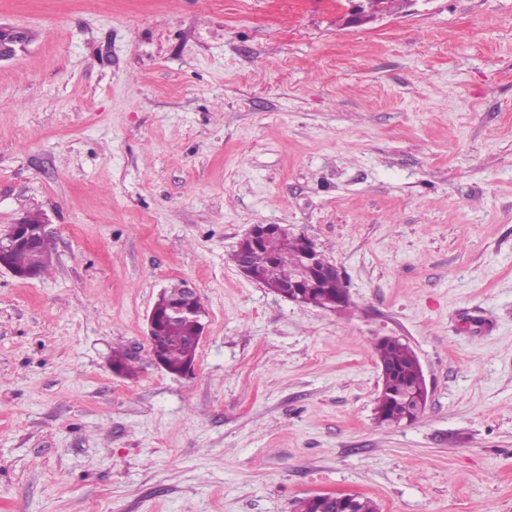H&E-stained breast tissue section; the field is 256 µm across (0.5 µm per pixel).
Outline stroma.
Instances as JSON below:
<instances>
[{"label": "stroma", "mask_w": 512, "mask_h": 512, "mask_svg": "<svg viewBox=\"0 0 512 512\" xmlns=\"http://www.w3.org/2000/svg\"><path fill=\"white\" fill-rule=\"evenodd\" d=\"M0 512H512V0H0ZM309 237L351 306L305 307L231 255ZM206 311L193 372L149 354L160 291ZM428 400L382 427L375 344ZM131 374L117 372L113 350ZM29 42L25 29L0 25V62L14 59ZM40 215L39 212H31L26 215L28 221L31 224H37L36 226H31L24 218H20L15 224H10L6 232L0 233V268L7 269L18 279L37 278L36 270L30 267H37L40 275L47 270L46 259L50 251L51 240L42 238L50 236L48 229L50 223L47 218L42 219ZM38 242L37 250L18 246L26 244L35 248ZM15 246L18 247L13 250L11 257V251ZM12 264L20 269H30L18 270Z\"/></svg>", "instance_id": "obj_1"}]
</instances>
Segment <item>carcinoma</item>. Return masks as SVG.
I'll use <instances>...</instances> for the list:
<instances>
[{"label":"carcinoma","mask_w":512,"mask_h":512,"mask_svg":"<svg viewBox=\"0 0 512 512\" xmlns=\"http://www.w3.org/2000/svg\"><path fill=\"white\" fill-rule=\"evenodd\" d=\"M50 244L51 240L45 238L40 240L35 250L26 246L16 247L12 252V264L20 269L36 267L40 273H45ZM300 251L301 239L284 226L259 243L249 238L242 239L232 259L237 265L246 264L258 282L273 290L276 285L294 277ZM343 288L345 282L342 277L313 271L304 278L301 293L321 300L335 296ZM198 343L193 320L185 318L171 323L162 317L155 329L151 355L160 359L168 370L177 372L196 358ZM376 354L379 367L386 374V382L376 398L375 419L386 426L415 421L427 400L418 387L421 369L416 353L401 339L388 336L377 342Z\"/></svg>","instance_id":"carcinoma-1"}]
</instances>
